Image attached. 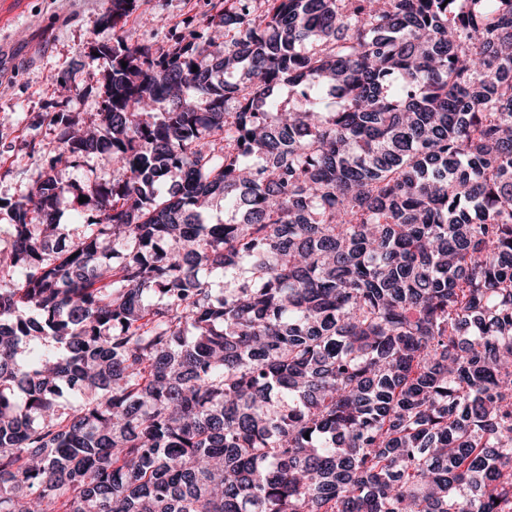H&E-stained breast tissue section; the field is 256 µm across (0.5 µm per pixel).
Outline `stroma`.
Masks as SVG:
<instances>
[{"label":"stroma","instance_id":"obj_1","mask_svg":"<svg viewBox=\"0 0 512 512\" xmlns=\"http://www.w3.org/2000/svg\"><path fill=\"white\" fill-rule=\"evenodd\" d=\"M106 0H0V201L28 195L47 172L70 188L58 204L57 221L84 224L92 214L80 203L88 185L111 180L109 154L80 165L53 164L58 153L57 112H70L86 126L98 123L107 67L98 46L115 38L160 55L189 23L211 12L210 0H134L130 14L106 25Z\"/></svg>","mask_w":512,"mask_h":512}]
</instances>
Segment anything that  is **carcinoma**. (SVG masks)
Returning <instances> with one entry per match:
<instances>
[{
  "instance_id": "1",
  "label": "carcinoma",
  "mask_w": 512,
  "mask_h": 512,
  "mask_svg": "<svg viewBox=\"0 0 512 512\" xmlns=\"http://www.w3.org/2000/svg\"><path fill=\"white\" fill-rule=\"evenodd\" d=\"M249 2L53 115L123 175L11 206L0 512H512V0Z\"/></svg>"
}]
</instances>
